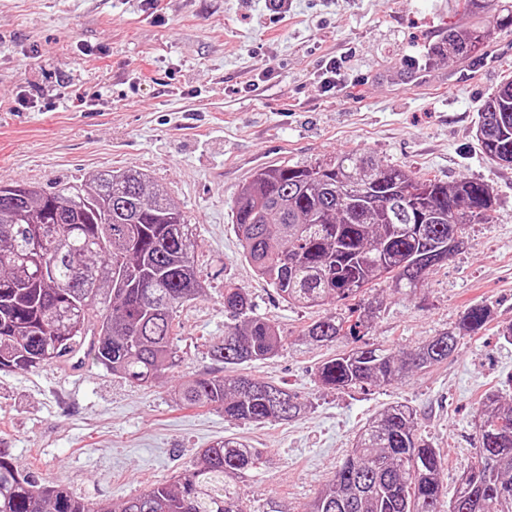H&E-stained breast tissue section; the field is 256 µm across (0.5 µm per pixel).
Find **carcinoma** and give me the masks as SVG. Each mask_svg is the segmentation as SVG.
I'll list each match as a JSON object with an SVG mask.
<instances>
[{
  "mask_svg": "<svg viewBox=\"0 0 512 512\" xmlns=\"http://www.w3.org/2000/svg\"><path fill=\"white\" fill-rule=\"evenodd\" d=\"M461 7L491 11L494 26L512 27L506 2L461 0ZM488 36L484 27L450 25L434 55L467 57ZM476 136L486 158L512 165L511 79L482 105ZM494 205L483 180L447 185L355 150L329 162L259 170L238 192L234 217L243 256L284 301L345 304L305 327L304 339L319 344L359 340L374 311L352 304L357 295L380 279L396 292L416 291L431 267L459 251L465 226L486 223ZM195 246L183 212L138 171L107 170L50 190L0 186V371L49 365L94 335L96 364L138 387L153 386L176 363V308L203 289ZM91 311L98 314L93 328L86 324ZM224 311L240 324L208 352L228 374L186 381L181 403L219 404L235 422L298 417L304 404L296 393L237 372L278 352L277 328L252 315L249 295L231 282L224 283ZM490 316L488 304L470 305L455 326L402 355L355 345L324 361L318 380L337 390L391 384L448 359ZM476 429L479 448L445 501L440 452L416 433L412 407L392 405L355 437L310 512H512V403L486 394ZM258 461L243 441L221 440L203 449L175 486L156 485L119 512H243L230 478ZM0 512L112 509L31 480L0 445Z\"/></svg>",
  "mask_w": 512,
  "mask_h": 512,
  "instance_id": "cac0c4a2",
  "label": "carcinoma"
}]
</instances>
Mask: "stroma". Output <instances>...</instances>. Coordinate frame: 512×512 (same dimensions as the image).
Masks as SVG:
<instances>
[{
    "label": "stroma",
    "instance_id": "stroma-1",
    "mask_svg": "<svg viewBox=\"0 0 512 512\" xmlns=\"http://www.w3.org/2000/svg\"><path fill=\"white\" fill-rule=\"evenodd\" d=\"M288 2L280 16L262 0H0V184L144 172L193 224L204 284L176 312L181 362L156 387L89 359L76 377L52 364L0 371V443L35 481L113 506L175 483L203 448L238 438L262 458L233 479L244 512H306L362 427L402 403L439 449L450 491L477 445L481 397L512 400V344L499 336L512 325V166L491 164L476 139L481 104L512 74V28L497 30L496 60L473 77L468 59L422 61L448 25L469 23L457 0ZM332 57L341 77L329 87L320 73ZM353 150L447 184L481 179L496 196L488 222L469 225L424 288L403 295L379 282L361 296L378 310L367 341L413 349L481 301L492 320L437 366L337 391L317 370L349 340L305 341L319 311L288 305L257 278L233 221L238 190L260 168ZM228 281L282 335L278 355L246 373L296 392L299 418L231 423L216 407H180L182 380L224 373L208 346L231 321Z\"/></svg>",
    "mask_w": 512,
    "mask_h": 512
}]
</instances>
